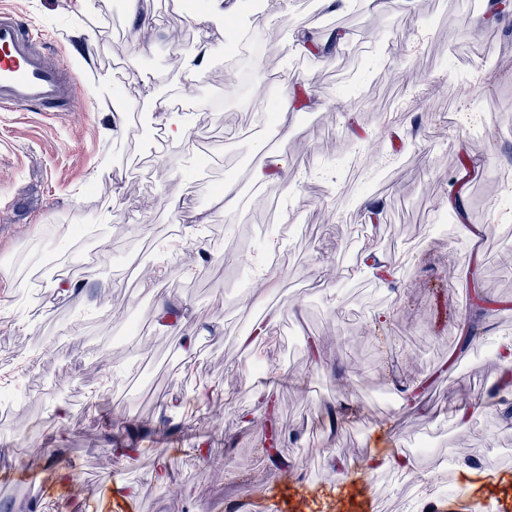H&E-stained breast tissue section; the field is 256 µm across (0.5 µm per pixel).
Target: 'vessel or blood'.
<instances>
[{
	"label": "vessel or blood",
	"mask_w": 512,
	"mask_h": 512,
	"mask_svg": "<svg viewBox=\"0 0 512 512\" xmlns=\"http://www.w3.org/2000/svg\"><path fill=\"white\" fill-rule=\"evenodd\" d=\"M77 97L60 56L42 48L18 13L0 8V109L58 112Z\"/></svg>",
	"instance_id": "obj_1"
}]
</instances>
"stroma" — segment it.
<instances>
[{"mask_svg": "<svg viewBox=\"0 0 512 512\" xmlns=\"http://www.w3.org/2000/svg\"><path fill=\"white\" fill-rule=\"evenodd\" d=\"M195 2L170 12L152 0L146 26L132 29L127 0H0L61 51L81 90L62 112L0 111V362L35 333L50 353L25 420L0 424V472L29 475L0 482V507L86 512V493L107 506L118 480L133 512H230L262 495L263 512H359L366 489L375 512H512V429L500 407L457 420L499 378L487 349L512 341V308L487 311L476 348L446 366L476 310L462 283L476 276L492 297L512 296L502 261L512 203L487 190L512 171V130L491 120L512 108V68L493 91L455 94L466 60L512 57V15L487 21L472 0H387L360 13L288 0L273 10L269 57L230 85L224 28L193 20ZM336 31L340 48L293 65L290 37ZM359 75L376 82L369 100L353 95ZM188 80L189 141L165 142L139 176L116 169V149L137 138L133 113L164 134L168 115L154 102ZM402 94L411 106L383 120ZM284 107L282 134L262 117ZM259 139L287 161L292 185L253 181ZM460 154L485 172L464 189ZM353 155L370 167L388 160L377 184L347 181ZM213 175L239 190L235 211L209 190ZM459 190L467 226L433 234ZM64 221L88 225L97 244L48 234ZM270 236L288 273L255 288L248 263L266 256ZM45 253L73 264L81 288L50 287L45 303L17 309L24 268ZM464 253L470 262H457ZM375 255L401 258L402 270L358 275ZM162 296L193 329L192 354L159 331ZM270 309L256 352L274 370L260 388L239 336ZM189 367L198 378L187 384ZM95 371L115 385L91 405ZM272 424L283 436L276 462ZM438 468L453 481L418 488L414 474Z\"/></svg>", "mask_w": 512, "mask_h": 512, "instance_id": "35a3bbf8", "label": "stroma"}]
</instances>
